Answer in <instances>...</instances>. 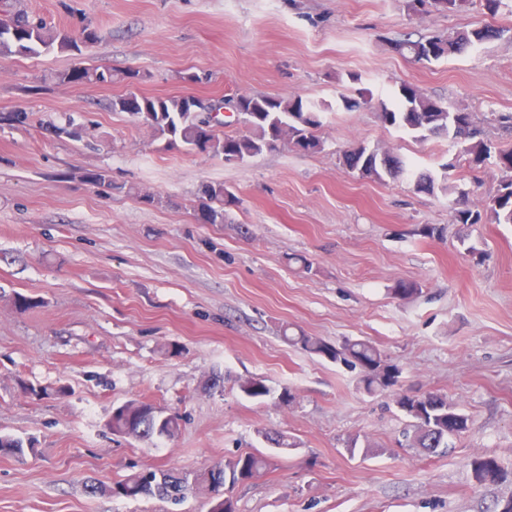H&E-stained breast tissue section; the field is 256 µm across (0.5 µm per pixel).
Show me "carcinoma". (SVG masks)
Instances as JSON below:
<instances>
[{
    "label": "carcinoma",
    "instance_id": "obj_1",
    "mask_svg": "<svg viewBox=\"0 0 512 512\" xmlns=\"http://www.w3.org/2000/svg\"><path fill=\"white\" fill-rule=\"evenodd\" d=\"M503 30L491 24L467 31L412 39L404 34L394 40V49L418 62L431 63L450 56L461 55L473 46L500 37ZM80 40L66 32H51L43 20L19 14L0 22V52L18 55H35L40 49L53 45L60 48L76 47L77 42L92 44L97 33L90 26L80 29ZM82 73L83 81L106 84L112 82V70L100 67L72 66ZM239 119L254 130V134H226L218 137L209 121L199 113L201 103H193L190 97L155 99L130 92L112 102V110L126 112L134 120L151 126L158 137L170 149L175 145L198 153L236 155L244 161L279 148L278 137H288L287 143L297 150L314 153L321 149V141L315 130L321 126L322 110L298 96L294 99L266 95H238L227 99ZM381 121L397 127L418 140L430 136H444L453 141L468 142L465 153L481 161L489 154V148L477 139L478 131L471 116L461 119L457 112L425 95L417 87L402 84L394 93L391 104L380 103ZM342 161L351 167L363 165V176L374 180L407 174L414 180L415 189L430 194L438 188L437 177L429 172H418L399 156L389 151L369 148L362 143L351 145L342 155ZM499 166L507 172L500 180L496 195L489 201L491 219L497 224H512V150L499 153ZM201 206L199 211L207 224L224 223L225 208L235 202V197L222 184L207 183L198 190ZM288 343L300 347L317 357L361 368L360 382L369 395L393 392L398 386L401 369L384 359L381 351L368 340H346L334 345L316 336L302 332L285 335ZM239 390L252 399H262L271 394V388L261 378H246L238 383ZM394 403L399 411L410 419L412 435L409 447L434 453L448 447V438L465 432L469 418L448 397L438 393L394 392ZM153 403L142 399L128 400L112 408L107 422L112 434L119 437L149 441L154 438H176L181 429V417L172 413H150ZM0 453L22 456L25 447L21 440L8 435L0 436ZM269 456L248 452L215 463L195 473L187 482L173 471L145 470L112 484L109 493L116 498L135 499L157 496L180 502L188 492L201 493L209 503L224 498L220 512H234L230 497L222 496L225 486H234L262 476L269 468ZM476 482L494 484L502 480L505 468L493 457L471 462Z\"/></svg>",
    "mask_w": 512,
    "mask_h": 512
}]
</instances>
